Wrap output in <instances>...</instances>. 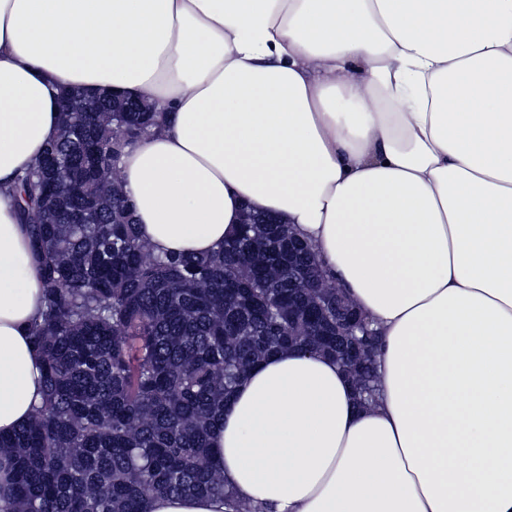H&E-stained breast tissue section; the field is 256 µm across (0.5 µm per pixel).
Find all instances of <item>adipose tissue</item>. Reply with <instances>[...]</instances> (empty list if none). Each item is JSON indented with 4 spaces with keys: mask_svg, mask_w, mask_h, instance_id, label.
<instances>
[{
    "mask_svg": "<svg viewBox=\"0 0 512 512\" xmlns=\"http://www.w3.org/2000/svg\"><path fill=\"white\" fill-rule=\"evenodd\" d=\"M146 98L120 167L156 251L243 208L306 241L380 336L369 404L273 354L211 446L260 512H512V0H0V434L42 397L43 307L11 191L59 86Z\"/></svg>",
    "mask_w": 512,
    "mask_h": 512,
    "instance_id": "1",
    "label": "adipose tissue"
}]
</instances>
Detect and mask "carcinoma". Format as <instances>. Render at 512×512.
Here are the masks:
<instances>
[{
	"mask_svg": "<svg viewBox=\"0 0 512 512\" xmlns=\"http://www.w3.org/2000/svg\"><path fill=\"white\" fill-rule=\"evenodd\" d=\"M99 108L82 137L45 154L74 160L60 175L37 164L13 194L37 265L45 306L32 326L44 369L29 422L0 436L12 485L0 512H146L158 495L225 498L210 447L224 401L262 359L284 349L340 357L326 339L336 282L288 248L285 224L238 225L205 255H161L138 232L121 180L124 150L150 132L153 112L87 97ZM377 337L348 370L370 393Z\"/></svg>",
	"mask_w": 512,
	"mask_h": 512,
	"instance_id": "cac0c4a2",
	"label": "carcinoma"
}]
</instances>
